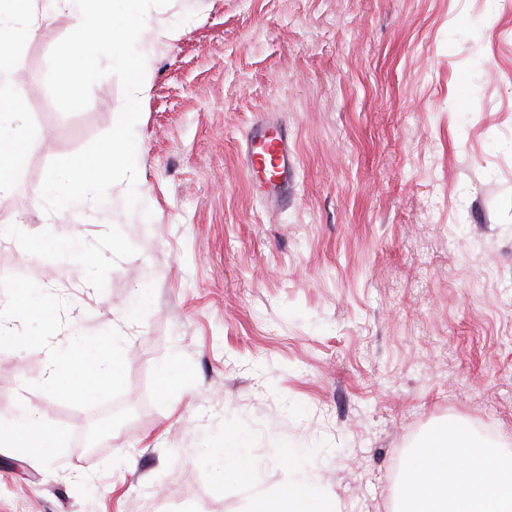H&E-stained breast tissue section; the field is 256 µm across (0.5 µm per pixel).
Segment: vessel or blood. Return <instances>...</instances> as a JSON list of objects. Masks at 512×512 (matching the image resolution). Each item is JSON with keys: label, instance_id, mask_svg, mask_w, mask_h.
<instances>
[{"label": "vessel or blood", "instance_id": "obj_1", "mask_svg": "<svg viewBox=\"0 0 512 512\" xmlns=\"http://www.w3.org/2000/svg\"><path fill=\"white\" fill-rule=\"evenodd\" d=\"M243 166L253 172V188L272 211L288 206L294 197V149L279 116L261 113L240 146Z\"/></svg>", "mask_w": 512, "mask_h": 512}]
</instances>
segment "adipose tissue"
<instances>
[{"label":"adipose tissue","instance_id":"obj_1","mask_svg":"<svg viewBox=\"0 0 512 512\" xmlns=\"http://www.w3.org/2000/svg\"><path fill=\"white\" fill-rule=\"evenodd\" d=\"M37 22L33 14L0 16V112L19 104L10 52L30 38ZM436 439L420 449V462L406 470L398 512H512V463L477 447L459 426L438 427ZM2 442L39 456L49 435L27 407L0 429ZM282 496L283 503H269L263 512H337L335 501L322 496L312 478L290 484Z\"/></svg>","mask_w":512,"mask_h":512}]
</instances>
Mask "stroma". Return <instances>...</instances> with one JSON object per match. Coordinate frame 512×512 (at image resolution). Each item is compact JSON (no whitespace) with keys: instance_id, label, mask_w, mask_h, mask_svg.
Returning <instances> with one entry per match:
<instances>
[{"instance_id":"obj_1","label":"stroma","mask_w":512,"mask_h":512,"mask_svg":"<svg viewBox=\"0 0 512 512\" xmlns=\"http://www.w3.org/2000/svg\"><path fill=\"white\" fill-rule=\"evenodd\" d=\"M27 8L41 21L11 53L22 99L0 115L29 138L0 195V304L49 293L60 341L114 334L125 355L116 376L51 383L41 353L0 344V423L26 405L54 438L39 459L0 447V512H255L310 477L341 512H393L442 423L512 457V0L152 9L173 36L143 35L140 204L123 181L92 214L51 219L49 162L111 130L124 95L109 75L60 112L45 76L70 29L50 0ZM267 110L296 155L277 213L239 162ZM105 404L138 413L83 455Z\"/></svg>"}]
</instances>
